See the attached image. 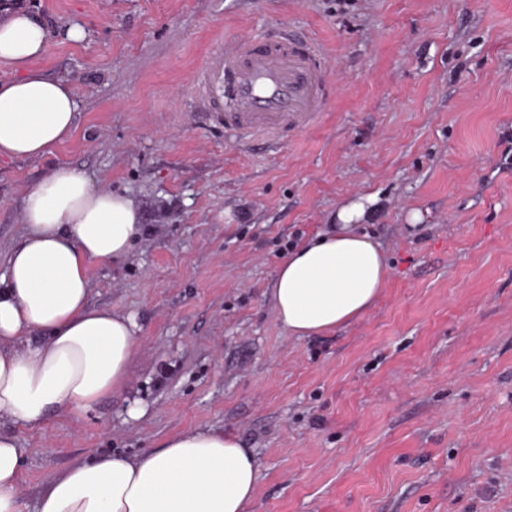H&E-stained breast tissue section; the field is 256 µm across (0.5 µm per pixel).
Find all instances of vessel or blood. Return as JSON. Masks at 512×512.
Returning a JSON list of instances; mask_svg holds the SVG:
<instances>
[{
	"label": "vessel or blood",
	"instance_id": "b4317fda",
	"mask_svg": "<svg viewBox=\"0 0 512 512\" xmlns=\"http://www.w3.org/2000/svg\"><path fill=\"white\" fill-rule=\"evenodd\" d=\"M319 46L297 30L228 38L205 74L230 101L224 134L243 145L277 146L313 126L328 105V79Z\"/></svg>",
	"mask_w": 512,
	"mask_h": 512
}]
</instances>
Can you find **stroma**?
Instances as JSON below:
<instances>
[{"instance_id":"stroma-1","label":"stroma","mask_w":512,"mask_h":512,"mask_svg":"<svg viewBox=\"0 0 512 512\" xmlns=\"http://www.w3.org/2000/svg\"><path fill=\"white\" fill-rule=\"evenodd\" d=\"M15 2L59 27L38 66L79 112L51 154L0 158V275L56 165L132 197L144 227L90 272L91 307L137 323L122 390L13 429L26 512L71 465L190 430L252 449L247 512H512V0ZM284 27L323 48L327 110L277 149L225 141L199 75L225 38ZM360 201L380 296L288 333L277 270Z\"/></svg>"}]
</instances>
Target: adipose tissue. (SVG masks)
<instances>
[{
	"mask_svg": "<svg viewBox=\"0 0 512 512\" xmlns=\"http://www.w3.org/2000/svg\"><path fill=\"white\" fill-rule=\"evenodd\" d=\"M54 34L24 9L0 13V158L38 159L72 133L78 102L38 67ZM294 250L271 287L277 320L296 336L330 332L374 305L386 257L353 218ZM23 239L0 278V512H24V451L13 426L39 427L54 412L80 413L119 391L137 347L132 316L90 306L92 267L127 256L141 234L128 195L59 165L23 199ZM258 461L237 437L187 431L135 457L98 456L51 475L37 512H246Z\"/></svg>",
	"mask_w": 512,
	"mask_h": 512,
	"instance_id": "adipose-tissue-1",
	"label": "adipose tissue"
}]
</instances>
